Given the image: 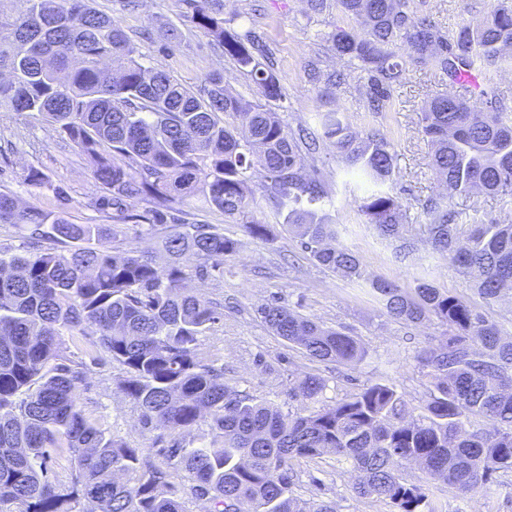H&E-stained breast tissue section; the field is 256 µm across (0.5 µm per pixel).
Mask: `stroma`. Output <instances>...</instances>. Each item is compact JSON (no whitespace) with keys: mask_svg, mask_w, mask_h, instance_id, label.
Instances as JSON below:
<instances>
[{"mask_svg":"<svg viewBox=\"0 0 512 512\" xmlns=\"http://www.w3.org/2000/svg\"><path fill=\"white\" fill-rule=\"evenodd\" d=\"M223 2L225 18L252 26L265 38L283 92L273 107L284 124L294 129L312 122L315 111L333 109L344 113L361 132L379 130L395 154L393 192L402 203L404 221L415 227L424 223L427 200L441 196L445 189L431 165V148L417 124V114L430 98L455 91L448 76L415 64L409 50L398 47L395 53L405 70L403 79L391 88L386 111L374 113L356 72L327 53L321 43L334 25H347L341 13L310 15L305 0ZM495 4L496 0H408L410 10L429 16L447 31L478 21ZM94 5L135 39L146 65L167 71L190 86L220 73L233 92L249 100L258 98L257 86L234 61L214 48L208 37L184 24L182 0H137L132 9L121 8L119 0H95ZM170 26L178 29L179 37L168 43L159 34ZM313 62L327 73L342 71L343 79L333 85L310 82ZM30 165L41 168L64 189L71 199L68 212L73 222L111 223V215L89 207L96 191L92 172L69 143L41 117L0 112V191L15 193L25 205L56 207L52 195L21 183L20 175ZM316 165L333 200L331 214L340 241L360 256L364 280L356 284L315 265L265 199H258L252 212L256 220L270 225L272 238L267 242L245 236L235 219L209 208L202 196L189 197L183 209L196 222L215 225L225 236L241 242L238 252L225 259L223 276H194L186 282L201 302L224 307L223 320L199 336L197 357L223 368L225 382L237 390L285 409H307V402L288 396L291 382L306 372L325 378L322 401L326 404L353 390L355 384L388 382L406 393L411 406H420L425 387L415 356L431 339L441 336L443 328L432 317L419 323L390 318L370 294L371 280L385 278L409 290L428 282L486 311L506 337L512 336V294L486 302L446 257L423 241L417 242L412 257L397 258L392 243L359 210L353 188L360 184V177L343 167L328 144L322 147ZM274 298L304 317L358 338L367 350L364 361L353 368L316 363L301 349L274 336L256 313ZM63 343L68 357L86 368V380L76 389L75 398L89 419L130 447H151L153 433L143 429L138 410L120 389L126 377L124 368L115 362L95 363L96 350L86 337L67 333ZM295 469L300 481L294 493L305 501H333L336 512H390L383 502L354 495L352 468L335 455L296 463ZM434 506L436 512H512V473L495 476L472 497L439 485Z\"/></svg>","mask_w":512,"mask_h":512,"instance_id":"obj_1","label":"stroma"}]
</instances>
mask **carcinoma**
<instances>
[{
	"mask_svg": "<svg viewBox=\"0 0 512 512\" xmlns=\"http://www.w3.org/2000/svg\"><path fill=\"white\" fill-rule=\"evenodd\" d=\"M25 2L22 14L0 21V75L9 74L0 78V109L37 113L53 125L91 165V207L157 236L164 265L152 253L112 254L114 224H74L62 210L23 207L0 192V224L25 233L24 252L0 254V512H83L84 499L95 512H187L157 457L188 473L192 493L207 501L204 512H336L293 491L294 462L329 451L352 465L357 497L384 501L394 512H434V481L471 497L498 473L512 472V338L459 297L426 283L410 293L394 281H371L389 317H433L445 327L416 356L428 383L420 411L395 386L367 382L332 404L292 413L241 393L224 382V369L197 358L198 336L223 312L183 288L186 258L196 259V276L210 277L224 273V258L240 246L212 224L180 217L191 192L238 217L250 238L269 240V225L251 217L256 172L264 177L261 192L318 265L363 277L359 255L336 243L332 199L314 165L329 141L344 167L371 183L360 211L397 243L398 257H409L419 237L484 299H498L512 290V222L472 224L454 207L476 193L512 197V110L494 92L479 90L485 108L450 93L425 102L418 124L446 194L428 200L427 222L411 235L389 187L394 155L379 134L361 135L334 110L316 113L315 127L291 132L267 105L229 90L220 73L194 89L145 66L134 41L94 0ZM183 2L185 22L250 75L266 100L281 99L256 31L224 26L221 0ZM336 7L362 33L337 25L326 34L327 49L366 75L374 111L403 77L399 43L415 63L450 78L512 64V5L452 33L409 10L407 0H336ZM108 59L123 66L108 69ZM23 183L65 200L37 166L24 169ZM136 202L143 211L129 209ZM257 313L313 361L353 366L366 357L356 337L276 300ZM65 331L92 338L95 360L104 355L126 368L121 391L142 427L156 433L153 447L131 448L88 419L75 399L85 371L65 356ZM325 389L323 377L307 372L289 396L315 404ZM205 413L206 444L189 448L167 438L166 431L191 429ZM64 452L74 468L67 486L49 473L51 455ZM410 464L430 482H408L400 468Z\"/></svg>",
	"mask_w": 512,
	"mask_h": 512,
	"instance_id": "1",
	"label": "carcinoma"
}]
</instances>
